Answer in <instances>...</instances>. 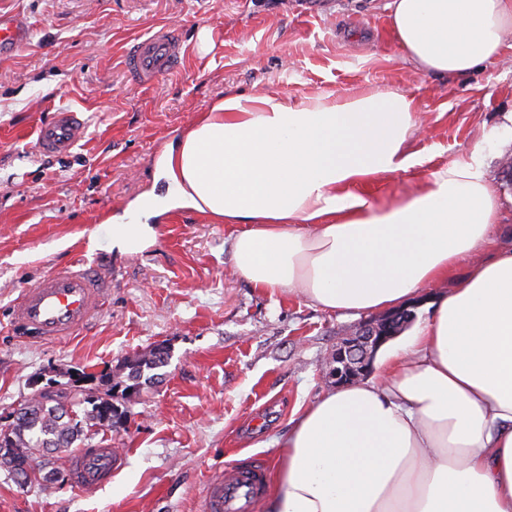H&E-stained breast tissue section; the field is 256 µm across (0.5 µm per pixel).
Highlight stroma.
<instances>
[{
  "instance_id": "stroma-1",
  "label": "stroma",
  "mask_w": 512,
  "mask_h": 512,
  "mask_svg": "<svg viewBox=\"0 0 512 512\" xmlns=\"http://www.w3.org/2000/svg\"><path fill=\"white\" fill-rule=\"evenodd\" d=\"M387 0H0L30 34L0 58V424L45 375L67 390L73 372L101 375L162 346V382L118 399L119 423L97 426L96 446L116 456L93 491L58 478L23 485L0 468V512H201L221 468L259 461L276 472V439L333 383L336 346L364 320L313 306L302 295L257 292L232 271L237 224L192 210L148 220L152 236L127 250L91 247L93 227L149 194L162 195L155 162L171 138L217 99L400 91L424 117L407 152L423 166L370 178L365 192L408 193L432 171L482 146L502 199L496 235L512 241V48L462 76L423 74L403 59ZM179 28L181 67L152 84L131 80L124 56L160 26ZM212 31L209 50L198 33ZM79 112L86 134L65 158L35 148L41 123ZM89 259L112 269L104 309L74 336L25 344L6 327L21 289L55 266Z\"/></svg>"
}]
</instances>
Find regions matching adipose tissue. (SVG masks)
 I'll list each match as a JSON object with an SVG mask.
<instances>
[{
    "label": "adipose tissue",
    "instance_id": "1",
    "mask_svg": "<svg viewBox=\"0 0 512 512\" xmlns=\"http://www.w3.org/2000/svg\"><path fill=\"white\" fill-rule=\"evenodd\" d=\"M387 8L420 72L470 73L512 35V0ZM416 112L396 92L228 96L157 160L162 206L242 225L233 265L258 292L358 315L448 286L384 346L376 378L325 393L278 439L264 512H512V246L492 234L501 201L486 158L473 151L389 202L359 190L423 165L405 150Z\"/></svg>",
    "mask_w": 512,
    "mask_h": 512
}]
</instances>
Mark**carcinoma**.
Returning a JSON list of instances; mask_svg holds the SVG:
<instances>
[{"instance_id": "obj_1", "label": "carcinoma", "mask_w": 512, "mask_h": 512, "mask_svg": "<svg viewBox=\"0 0 512 512\" xmlns=\"http://www.w3.org/2000/svg\"><path fill=\"white\" fill-rule=\"evenodd\" d=\"M166 364L167 353L156 348L124 362L117 374H80L64 397L48 390L38 392L16 411L7 428H0V467L25 484L39 481L44 469L49 477L57 474L56 449L87 442L93 438L89 428L118 416L112 392L120 388L124 396L138 393L160 379L156 370ZM65 399L73 406L89 404L91 409L85 411L84 419L73 418L64 408Z\"/></svg>"}]
</instances>
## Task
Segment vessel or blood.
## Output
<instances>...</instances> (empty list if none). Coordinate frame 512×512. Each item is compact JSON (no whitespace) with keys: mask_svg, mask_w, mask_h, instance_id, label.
Masks as SVG:
<instances>
[{"mask_svg":"<svg viewBox=\"0 0 512 512\" xmlns=\"http://www.w3.org/2000/svg\"><path fill=\"white\" fill-rule=\"evenodd\" d=\"M28 38V29L15 16L0 14V55H9ZM184 52L177 30L162 27L138 39L126 68L142 84L175 70ZM84 134V122L73 112H58L37 131L40 153L64 157ZM109 266L77 262L44 273L22 289L9 310V330L23 342L54 341L73 335L102 308L111 286ZM68 470L75 487L96 489L112 477V451L86 448L71 457ZM266 492L262 467H236L213 478L204 494V512H257Z\"/></svg>","mask_w":512,"mask_h":512,"instance_id":"1","label":"vessel or blood"}]
</instances>
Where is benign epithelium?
Listing matches in <instances>:
<instances>
[{
  "label": "benign epithelium",
  "instance_id": "1",
  "mask_svg": "<svg viewBox=\"0 0 512 512\" xmlns=\"http://www.w3.org/2000/svg\"><path fill=\"white\" fill-rule=\"evenodd\" d=\"M414 319L409 308L399 309L378 320L364 323L356 336L349 338L334 350L329 378L341 386L360 380L371 368L376 351Z\"/></svg>",
  "mask_w": 512,
  "mask_h": 512
}]
</instances>
